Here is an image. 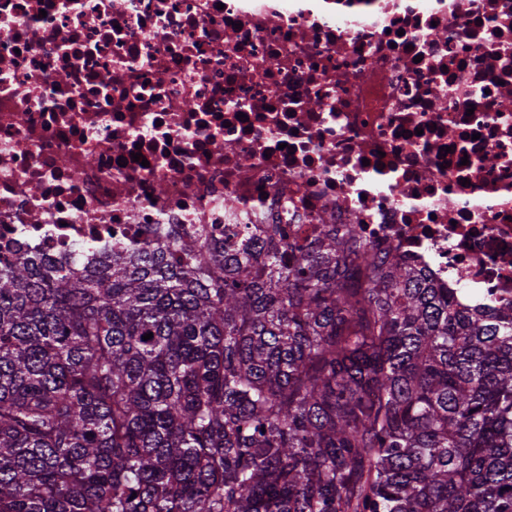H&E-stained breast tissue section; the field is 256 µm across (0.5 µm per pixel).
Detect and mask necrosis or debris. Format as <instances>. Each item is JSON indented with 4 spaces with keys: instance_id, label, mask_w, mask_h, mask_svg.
Segmentation results:
<instances>
[{
    "instance_id": "4bbe7bcc",
    "label": "necrosis or debris",
    "mask_w": 512,
    "mask_h": 512,
    "mask_svg": "<svg viewBox=\"0 0 512 512\" xmlns=\"http://www.w3.org/2000/svg\"><path fill=\"white\" fill-rule=\"evenodd\" d=\"M268 224L512 300V0H0V252Z\"/></svg>"
}]
</instances>
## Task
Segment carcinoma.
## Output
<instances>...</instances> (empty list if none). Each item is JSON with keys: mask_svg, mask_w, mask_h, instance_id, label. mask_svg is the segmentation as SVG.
Returning a JSON list of instances; mask_svg holds the SVG:
<instances>
[{"mask_svg": "<svg viewBox=\"0 0 512 512\" xmlns=\"http://www.w3.org/2000/svg\"><path fill=\"white\" fill-rule=\"evenodd\" d=\"M456 293L335 224L0 257V512H512V301Z\"/></svg>", "mask_w": 512, "mask_h": 512, "instance_id": "1", "label": "carcinoma"}]
</instances>
